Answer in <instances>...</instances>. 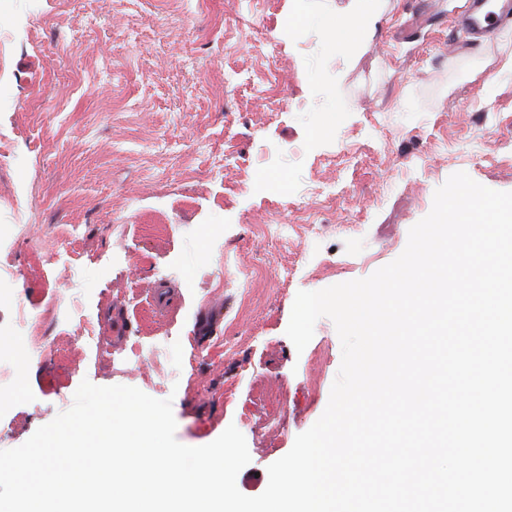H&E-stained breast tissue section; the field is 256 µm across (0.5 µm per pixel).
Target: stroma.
I'll return each instance as SVG.
<instances>
[{
    "label": "stroma",
    "instance_id": "1",
    "mask_svg": "<svg viewBox=\"0 0 512 512\" xmlns=\"http://www.w3.org/2000/svg\"><path fill=\"white\" fill-rule=\"evenodd\" d=\"M466 8L382 0L349 49L326 24L353 0H0V208L22 211L0 234V365L31 346L13 332L21 301L57 347L0 386V450L82 380L127 385L172 398L184 445L236 426L251 458L237 487L263 493L342 359L326 317L296 352L297 292L395 260L453 173L512 192V29L471 43L450 27ZM266 224L291 227L287 243ZM64 240L72 280L37 256ZM80 313L110 357L83 344Z\"/></svg>",
    "mask_w": 512,
    "mask_h": 512
}]
</instances>
